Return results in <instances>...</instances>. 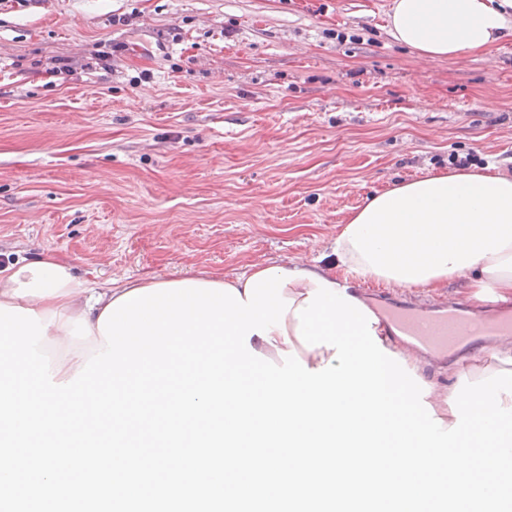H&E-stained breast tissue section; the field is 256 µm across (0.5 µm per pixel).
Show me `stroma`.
<instances>
[{"instance_id":"1","label":"stroma","mask_w":512,"mask_h":512,"mask_svg":"<svg viewBox=\"0 0 512 512\" xmlns=\"http://www.w3.org/2000/svg\"><path fill=\"white\" fill-rule=\"evenodd\" d=\"M390 2L0 0V267L231 277L454 158L511 177L512 35L423 60Z\"/></svg>"}]
</instances>
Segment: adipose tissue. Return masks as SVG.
Segmentation results:
<instances>
[{
    "label": "adipose tissue",
    "instance_id": "1",
    "mask_svg": "<svg viewBox=\"0 0 512 512\" xmlns=\"http://www.w3.org/2000/svg\"><path fill=\"white\" fill-rule=\"evenodd\" d=\"M512 0H393L388 32L425 60L452 59L484 51L512 32ZM330 263L291 262L301 278L284 287V297L303 302L314 278L335 282L337 273L387 288L442 296L453 281L482 308L486 302L512 306V178L462 170L430 172L376 191L343 224L331 245ZM147 280H110L93 287L54 253L0 268V304L34 310L48 324L44 345L56 382H67L93 351H106L98 328L106 307L147 287ZM298 321L285 316V331L269 339L252 336L253 349L269 358L297 351L309 369L327 365L332 350L290 346ZM512 371V336L453 363L449 376L479 380Z\"/></svg>",
    "mask_w": 512,
    "mask_h": 512
}]
</instances>
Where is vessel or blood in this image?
Returning a JSON list of instances; mask_svg holds the SVG:
<instances>
[{"label":"vessel or blood","instance_id":"b4317fda","mask_svg":"<svg viewBox=\"0 0 512 512\" xmlns=\"http://www.w3.org/2000/svg\"><path fill=\"white\" fill-rule=\"evenodd\" d=\"M368 300L391 335L440 357L452 350H464L486 336L512 334V316L485 321L470 318L457 307L432 305L421 309L393 303L381 294L369 295Z\"/></svg>","mask_w":512,"mask_h":512}]
</instances>
